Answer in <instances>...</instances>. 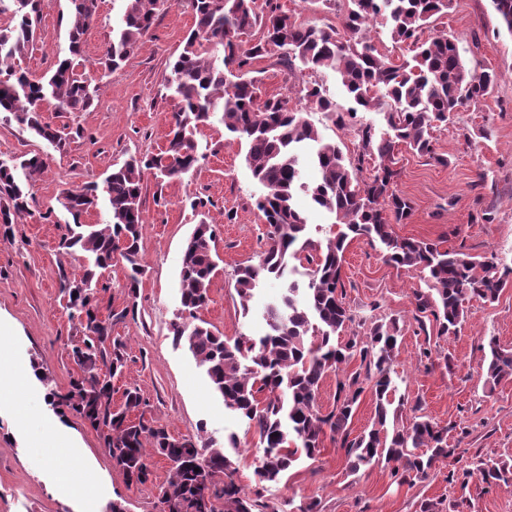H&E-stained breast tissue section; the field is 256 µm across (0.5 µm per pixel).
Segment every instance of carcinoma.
<instances>
[{
	"label": "carcinoma",
	"instance_id": "cac0c4a2",
	"mask_svg": "<svg viewBox=\"0 0 512 512\" xmlns=\"http://www.w3.org/2000/svg\"><path fill=\"white\" fill-rule=\"evenodd\" d=\"M17 24L0 28V119L25 126L64 150L68 134L43 123L39 112L54 103L60 112H84L99 87L77 73L83 37L96 18L97 0H69L68 40L71 57L57 61L48 78H35L19 66L35 39V0H12ZM126 8L112 39L104 46L101 64L112 70L125 62L163 10L160 0H124ZM326 7L339 25L317 27L298 23L276 0H185L194 27L182 51L170 64L169 89L177 100L167 145L161 152L132 157L112 169L102 187L66 189L60 204L72 216L61 240L66 251L86 254L82 276L61 279L72 315L79 319L83 345L72 349L78 372L69 391L51 394V404L65 406L104 434L105 447L129 482L150 479L147 449L179 465L170 470L158 497L159 512H264L268 505L250 497L236 482L237 468L226 446L201 435L176 441L166 429L145 419V405L135 389L123 392L124 402L112 406V379L122 374V344L112 353L102 349L109 339L110 318L103 315L99 280L119 259L130 265V288L139 283L138 262L142 225V194L146 174L157 179H182L199 167L195 132L218 112L224 128L245 144V162L264 188L256 205L268 226L266 248L259 262L238 267L236 292L243 310L258 282L280 278L294 260L308 270L306 288L289 286L278 304L266 308L267 331L262 336L229 339L199 318L208 301V286L216 272L213 243L216 231L204 221L184 245L179 279L181 311L171 323L175 344H184L203 369L224 407L237 412L258 433L265 453L255 469L259 484L279 481L302 458L321 454L325 440L344 450L350 472L374 462L390 467L399 482L428 477L435 463L454 452L448 447L453 427H441L423 416L402 421L404 397L390 365L397 348L395 320L366 325L356 321L344 302L342 269L348 244L365 238L379 244L385 262L419 271L428 290L414 294L415 320L437 335L457 331L467 318L471 301L499 297L512 267H499L495 257L475 260L436 241L399 237L392 224L412 215V205L397 191L400 172L395 156L405 147L418 156L446 166L436 152L434 129L462 106H477L496 84L497 75L483 70L472 80V68L461 59L455 40L446 33L425 35L431 19L450 8L451 0H305ZM503 27L512 34V0H491ZM386 16L395 45L410 44L415 54L390 61L368 37V26ZM277 57L287 78L288 92L304 108L288 106L280 94L261 97L253 63ZM334 71L347 94L366 112L382 114L387 132L377 136L368 123H357V111L340 112L322 85L304 79L321 70ZM319 112L333 125L353 127L356 150L346 155L324 139L309 113ZM312 148L317 172L313 186L300 183V155ZM48 157L34 154L8 164L0 161V224L13 216L31 215L36 203L32 181ZM373 174L362 178L366 168ZM306 189L312 203L334 216L341 226L324 245L306 237L307 217L294 203ZM104 199L105 224H84L82 216ZM432 320L425 321V318ZM351 332L347 340L336 336ZM360 358L359 369L344 366ZM484 385L494 390L512 379V350L491 338L481 365ZM336 373V398L331 411L317 404L321 382ZM375 397L372 427L353 437L350 422L366 392ZM224 475L221 490L214 476ZM488 486L512 482V464L479 460L467 471Z\"/></svg>",
	"mask_w": 512,
	"mask_h": 512
}]
</instances>
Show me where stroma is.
I'll return each mask as SVG.
<instances>
[{
	"instance_id": "stroma-1",
	"label": "stroma",
	"mask_w": 512,
	"mask_h": 512,
	"mask_svg": "<svg viewBox=\"0 0 512 512\" xmlns=\"http://www.w3.org/2000/svg\"><path fill=\"white\" fill-rule=\"evenodd\" d=\"M123 9V0H98V20L84 36L78 71L103 84L93 105L83 112H59L50 104L42 109V122L68 127L65 152H54L26 127L0 121V160L27 153L52 156L32 188L36 215L15 218L9 232L0 231V359L36 373L27 383L0 384V512H89L92 492L103 505L115 501L126 512H157L159 489L168 476L166 458L154 453L149 481L128 483L102 432L74 411L49 403L50 392L68 390L76 369L72 348L82 340L60 277L87 264L84 253L60 246L71 217L59 199L64 189L102 183L129 158L160 151L174 110L166 88L168 63L194 25L183 0H172L126 62L105 74L99 58ZM67 27V0H41L36 48L23 59V68L39 76L68 57ZM432 27L456 40L469 66L496 72L498 83L478 106L460 108L435 131L437 151L449 157V165L401 149L397 188L411 201L413 215L393 230L424 240L444 236L448 248L475 257L492 254L512 267V34L491 0H452ZM195 140L203 159L192 174L160 188L153 177L145 179L137 290L127 286L124 262L113 265L103 280L102 305L118 315L110 336L124 344L125 368L112 381L113 404H120L132 386L147 404L146 418L172 436L200 429L219 442L236 436L237 482L246 493L260 494L275 512H301L313 501L320 512H416L427 498L442 501L445 512H512V485L460 479L463 469L480 459L512 462V379L490 391L481 376L482 347L489 337L512 350V281L495 302H470L457 334L428 337L418 328L413 306L414 290L426 289V282L418 272L389 266L380 249L363 239L352 241L345 253V303L369 322L398 320L391 376L409 402L403 416L411 418L413 404H420L422 414L450 426L448 443L455 452L427 479L401 483L381 463L350 474L343 450L329 443L318 458L301 460L280 482L257 484L258 434L225 409L191 353L174 344L169 326L180 308L184 243L199 221L215 227L220 257L210 301L199 312L213 331L227 337L262 334L263 307L285 293L288 281L261 280L249 309H242L234 271L257 262L265 248L267 226L256 207L262 189L220 118L199 126ZM198 197L208 201L201 212L190 206ZM485 208L494 212L492 223L481 219ZM426 348L427 358L421 355ZM57 428L79 448L76 460L50 440Z\"/></svg>"
}]
</instances>
